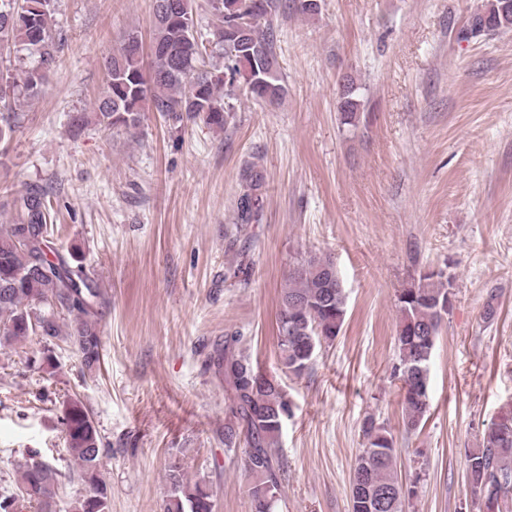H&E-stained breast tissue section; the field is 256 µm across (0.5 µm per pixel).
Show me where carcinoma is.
<instances>
[{
  "mask_svg": "<svg viewBox=\"0 0 512 512\" xmlns=\"http://www.w3.org/2000/svg\"><path fill=\"white\" fill-rule=\"evenodd\" d=\"M54 0H21L3 13L0 0V53L15 54V64L0 70V141L14 132L15 107L37 99L57 65L62 44L52 30ZM219 20L214 38L224 51L221 69L206 68L207 47L198 36L197 0H172L155 9L149 64H144L141 41L129 32L121 46L105 60L106 88L95 104L94 119L107 129L138 128L145 110L156 112L172 125L203 122L224 129L236 111L232 100L245 98L278 104L287 94L278 64L274 17L279 0H205ZM512 28V0H484L459 30L463 41ZM337 111L344 125L358 127L364 105L359 87L347 77L341 85ZM263 180L246 177L238 199L243 224L259 220ZM46 189L33 186L13 199L18 212L14 224H0V347L31 335L39 337L51 364V348L61 341L76 350L82 367L95 371L102 358L99 321L106 299L98 278L86 270L76 252L60 251ZM277 311L279 360L296 377L312 368L315 352L342 332L347 295L334 262L317 255H301L288 270ZM454 278L444 269L421 270L397 292L400 321L396 336L394 371L402 381V424L406 433L419 430L429 412L430 365L436 339L450 312L448 298ZM228 336L224 348L205 362L224 378L227 393L224 437L228 452L244 448V469L250 478L247 492L252 512H277L283 473L280 440L292 414L291 402L279 381L263 373L249 354ZM61 425L69 455L77 465L83 493L72 512H109L108 491L100 476L106 455L89 410L78 398L64 403ZM362 448L353 474L362 477L350 485L351 512H376L367 504L388 493L382 512H405L412 489H403L397 472V451L391 430L369 414L360 425ZM469 486L477 497L501 500L498 512L509 510L512 494V412L488 424L477 447L466 452ZM62 474L39 454L29 456L17 471V492L0 496V512H57ZM209 484L191 481L180 467L168 473L163 512H214Z\"/></svg>",
  "mask_w": 512,
  "mask_h": 512,
  "instance_id": "cac0c4a2",
  "label": "carcinoma"
}]
</instances>
